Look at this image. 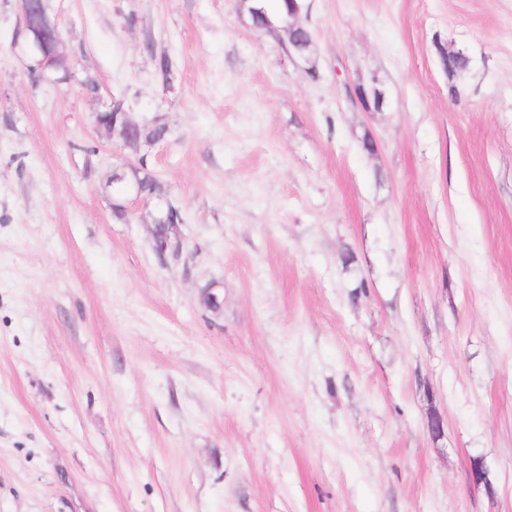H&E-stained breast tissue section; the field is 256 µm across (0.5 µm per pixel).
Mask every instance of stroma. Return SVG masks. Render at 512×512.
Segmentation results:
<instances>
[{
	"mask_svg": "<svg viewBox=\"0 0 512 512\" xmlns=\"http://www.w3.org/2000/svg\"><path fill=\"white\" fill-rule=\"evenodd\" d=\"M302 4L312 77L237 0H49L53 83L0 0V512H512V0ZM116 101V103L111 101L107 107L100 111L105 112L102 114L103 116L108 117L112 112H120L124 109L121 103L122 100ZM128 114V112H120V114H117L114 121L112 120V126H109L108 128H104L100 124L96 123V128L100 133H102L106 138L115 140L125 149L129 140L140 136L141 125L139 122L132 120ZM133 165H126V166H120L113 168L112 170V177H111V184L112 186L117 183H123L127 178L129 180L134 179L136 176L139 179H144L147 183V193L152 192V196H163L164 195V187L159 180V178L152 173L145 161L144 156H141L138 159V166H135L132 171H128ZM164 207L159 208L152 216L151 235L154 243V249L159 259L164 263L169 253L178 254L182 248V242L179 234V224L176 220L171 224H157V218ZM163 225L166 229L164 235L160 238L155 236V228Z\"/></svg>",
	"mask_w": 512,
	"mask_h": 512,
	"instance_id": "1",
	"label": "stroma"
}]
</instances>
